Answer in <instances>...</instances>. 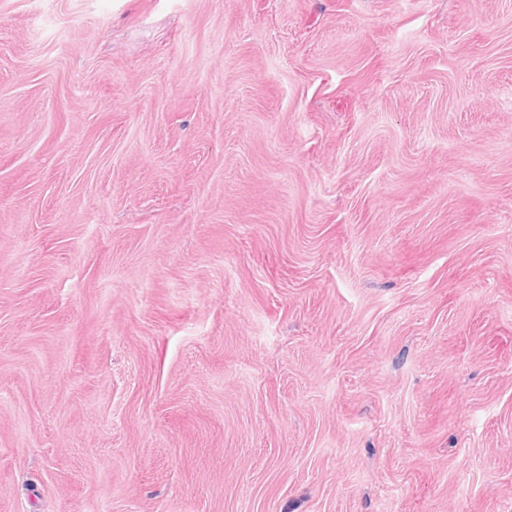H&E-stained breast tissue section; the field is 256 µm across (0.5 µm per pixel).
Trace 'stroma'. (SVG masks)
<instances>
[{
  "instance_id": "35a3bbf8",
  "label": "stroma",
  "mask_w": 512,
  "mask_h": 512,
  "mask_svg": "<svg viewBox=\"0 0 512 512\" xmlns=\"http://www.w3.org/2000/svg\"><path fill=\"white\" fill-rule=\"evenodd\" d=\"M0 512H512V0H0Z\"/></svg>"
}]
</instances>
